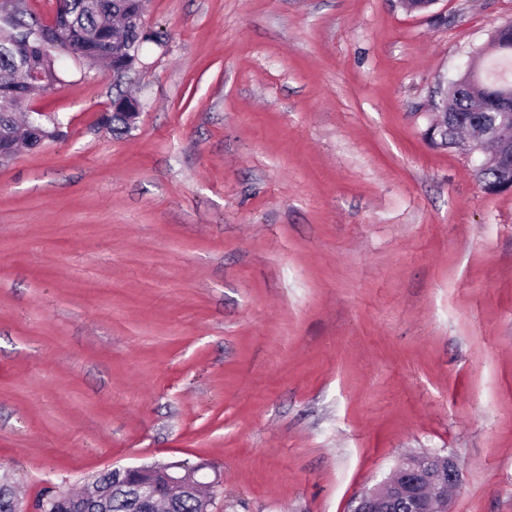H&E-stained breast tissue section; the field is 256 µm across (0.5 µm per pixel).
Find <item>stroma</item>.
Masks as SVG:
<instances>
[{
  "instance_id": "35a3bbf8",
  "label": "stroma",
  "mask_w": 512,
  "mask_h": 512,
  "mask_svg": "<svg viewBox=\"0 0 512 512\" xmlns=\"http://www.w3.org/2000/svg\"><path fill=\"white\" fill-rule=\"evenodd\" d=\"M512 0H148L0 165V480L207 463L212 512H349L411 453L512 512V191L424 132ZM137 98L131 130L103 123Z\"/></svg>"
}]
</instances>
